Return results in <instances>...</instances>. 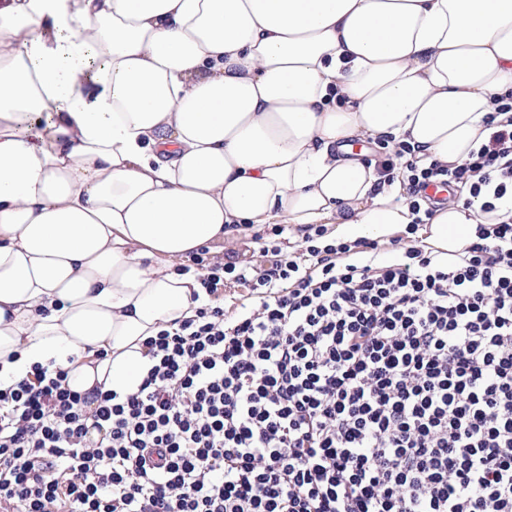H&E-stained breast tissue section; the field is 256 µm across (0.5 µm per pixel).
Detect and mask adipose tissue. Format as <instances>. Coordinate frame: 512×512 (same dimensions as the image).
Segmentation results:
<instances>
[{
  "label": "adipose tissue",
  "mask_w": 512,
  "mask_h": 512,
  "mask_svg": "<svg viewBox=\"0 0 512 512\" xmlns=\"http://www.w3.org/2000/svg\"><path fill=\"white\" fill-rule=\"evenodd\" d=\"M512 95V0H0V389L69 365L129 393L193 315L174 261L263 224L413 220L352 140L469 160ZM435 212L456 251L493 223Z\"/></svg>",
  "instance_id": "1"
}]
</instances>
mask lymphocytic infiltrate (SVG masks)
<instances>
[{"mask_svg": "<svg viewBox=\"0 0 512 512\" xmlns=\"http://www.w3.org/2000/svg\"><path fill=\"white\" fill-rule=\"evenodd\" d=\"M455 168L399 144L414 226L444 182L512 198V101ZM454 258L329 240L257 267L190 254L203 302L147 338L121 394L35 366L0 390V502L12 512H512V210ZM249 290L233 320L225 282Z\"/></svg>", "mask_w": 512, "mask_h": 512, "instance_id": "1", "label": "lymphocytic infiltrate"}]
</instances>
